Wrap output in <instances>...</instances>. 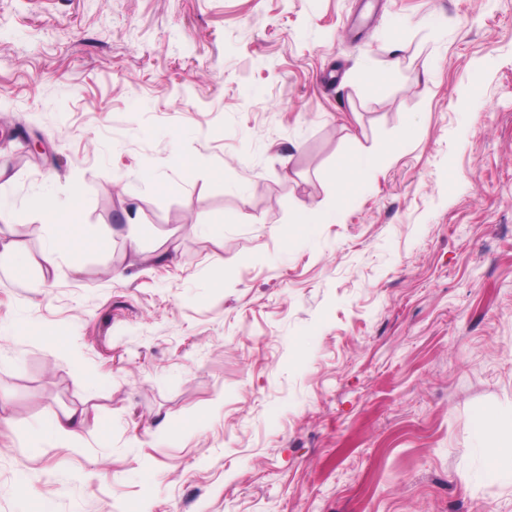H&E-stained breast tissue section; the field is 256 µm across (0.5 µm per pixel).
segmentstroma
<instances>
[{
  "label": "stroma",
  "mask_w": 512,
  "mask_h": 512,
  "mask_svg": "<svg viewBox=\"0 0 512 512\" xmlns=\"http://www.w3.org/2000/svg\"><path fill=\"white\" fill-rule=\"evenodd\" d=\"M1 112L0 512H512V0H0ZM393 147L394 145L387 146L381 152L349 155L333 172V178L341 196L349 195L356 185L367 181L378 166L382 156ZM80 197V188L75 185L71 192V204L67 208H60L54 198L49 194H37L31 197L26 207L38 213L46 223L70 224L71 227H79V210L77 202ZM336 208L319 210L312 207H300L295 210L293 224H323L335 223ZM85 425L86 419L83 412L78 413L76 410H72L65 413L63 419H54L48 425L42 427L39 431V437L64 436L78 438ZM476 428L483 438L482 449L488 474L494 477L512 476V413L495 420L478 416ZM510 441H505L507 437Z\"/></svg>",
  "instance_id": "35a3bbf8"
}]
</instances>
